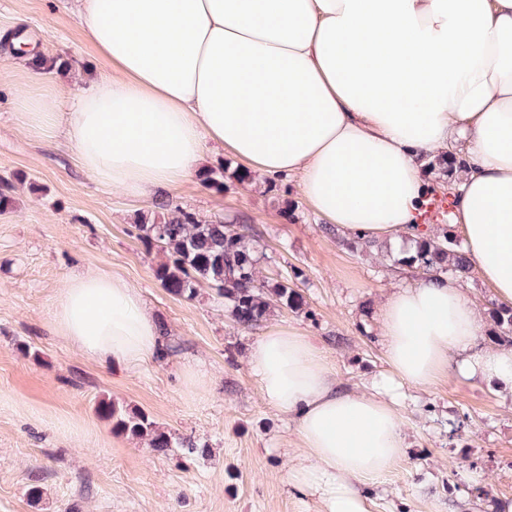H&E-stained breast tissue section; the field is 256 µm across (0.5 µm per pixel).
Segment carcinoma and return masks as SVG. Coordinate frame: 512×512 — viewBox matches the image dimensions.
I'll list each match as a JSON object with an SVG mask.
<instances>
[{
  "label": "carcinoma",
  "mask_w": 512,
  "mask_h": 512,
  "mask_svg": "<svg viewBox=\"0 0 512 512\" xmlns=\"http://www.w3.org/2000/svg\"><path fill=\"white\" fill-rule=\"evenodd\" d=\"M145 250L155 247L167 254L154 269V276L170 294L192 300L199 288L208 286L224 301L231 319L249 329L266 319L274 303L299 308L302 297L297 281L303 272L292 269L289 276L269 281L260 275L253 228L248 224H226L203 220L167 198L158 200L153 216L134 224ZM400 264L424 274L449 273L464 281L471 273L466 252L447 228L418 234L412 254L398 259ZM492 317L500 328L493 336L499 343L512 344V308H495ZM97 412L112 422V429L133 438H145L153 451L166 455L171 448H185L195 454L200 446L190 439L177 438L162 430L138 408L120 406L110 400L98 403Z\"/></svg>",
  "instance_id": "obj_1"
}]
</instances>
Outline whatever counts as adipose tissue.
I'll return each mask as SVG.
<instances>
[{
	"label": "adipose tissue",
	"instance_id": "obj_1",
	"mask_svg": "<svg viewBox=\"0 0 512 512\" xmlns=\"http://www.w3.org/2000/svg\"><path fill=\"white\" fill-rule=\"evenodd\" d=\"M106 72L65 114L23 105L24 126L60 121L82 168L126 194L197 173L208 144L267 176L298 177L316 214L350 238L414 237L428 162L458 147L452 223L498 304L512 307V0H82ZM390 368L373 392L337 386L295 332L261 336L250 366L294 422L288 471L318 512H373L357 482L405 448L391 397L427 387L462 353V377L512 400V347H481L463 288L441 275L381 312ZM60 336L99 361L162 354L140 294L119 276H73L53 304Z\"/></svg>",
	"mask_w": 512,
	"mask_h": 512
}]
</instances>
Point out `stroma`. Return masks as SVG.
Returning a JSON list of instances; mask_svg holds the SVG:
<instances>
[{"label":"stroma","mask_w":512,"mask_h":512,"mask_svg":"<svg viewBox=\"0 0 512 512\" xmlns=\"http://www.w3.org/2000/svg\"><path fill=\"white\" fill-rule=\"evenodd\" d=\"M19 39L68 59L70 69L36 71L16 54ZM103 70L75 0H0V179L15 186L0 209V512H317L288 484L300 452L295 425L262 397L251 349L265 333L298 332L337 383L368 392L389 373L381 308L418 275L398 264L396 250L381 257L326 233L296 178L256 173L241 184L228 176L216 191L194 174L160 196L208 220L252 225L264 276L303 270L304 305L273 309L244 329L209 288L191 301L170 294L154 277L162 254L129 233L154 199L85 172L63 129H22L23 99H75ZM272 183L277 193H268ZM286 203L292 214H283ZM88 269L138 289L165 328L164 358L115 368L59 336L54 300ZM461 359L450 353L448 372L431 387L400 388L405 454L359 485L374 512H490L495 499L512 497V408L485 383L459 378ZM189 365L208 375L207 386L187 382ZM102 399L145 411L173 435L208 445V455L155 454L99 417ZM462 414L463 431L451 435Z\"/></svg>","instance_id":"35a3bbf8"}]
</instances>
